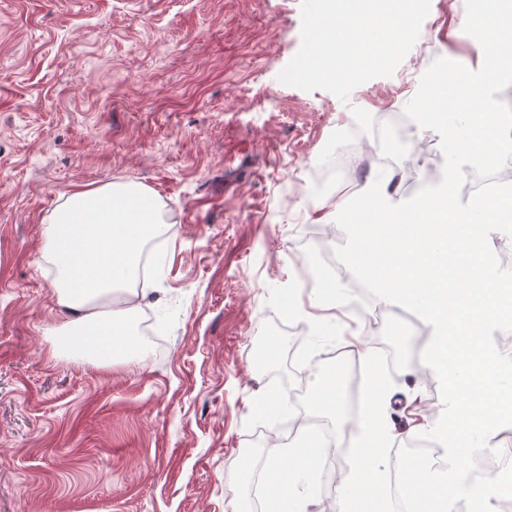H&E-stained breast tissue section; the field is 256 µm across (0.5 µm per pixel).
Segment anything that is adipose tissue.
<instances>
[{
    "instance_id": "adipose-tissue-1",
    "label": "adipose tissue",
    "mask_w": 512,
    "mask_h": 512,
    "mask_svg": "<svg viewBox=\"0 0 512 512\" xmlns=\"http://www.w3.org/2000/svg\"><path fill=\"white\" fill-rule=\"evenodd\" d=\"M161 209L142 185L107 184L71 193L48 220L44 255L56 263L53 284L59 303L75 315L81 353L94 365H111L115 354H133L130 320L102 318L90 303L112 292H131L142 275L141 246L151 237ZM442 321H434L435 347L425 370L446 387L425 423L409 428L412 437L429 440L428 467L445 470L458 464L464 451L445 435L456 428L469 404L467 393L449 384L448 365L440 348Z\"/></svg>"
}]
</instances>
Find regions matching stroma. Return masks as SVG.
I'll return each instance as SVG.
<instances>
[{"label": "stroma", "mask_w": 512, "mask_h": 512, "mask_svg": "<svg viewBox=\"0 0 512 512\" xmlns=\"http://www.w3.org/2000/svg\"><path fill=\"white\" fill-rule=\"evenodd\" d=\"M301 0H0V512H225L245 422L269 376L254 365L270 287L309 273L342 206L379 169L394 200L444 167L435 131L394 128L444 57L475 67L464 0H431L389 77L341 101L281 83L301 45ZM347 128L345 163L318 157ZM136 182L168 232L119 307L152 313L159 341L96 368L52 353L72 313L42 259L65 196ZM395 447L443 383L396 372Z\"/></svg>", "instance_id": "35a3bbf8"}]
</instances>
